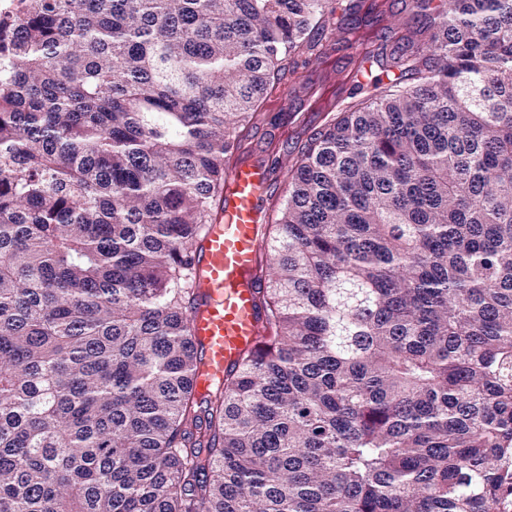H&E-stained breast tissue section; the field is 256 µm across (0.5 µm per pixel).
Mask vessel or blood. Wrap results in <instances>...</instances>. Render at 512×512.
I'll return each mask as SVG.
<instances>
[{
	"instance_id": "1",
	"label": "vessel or blood",
	"mask_w": 512,
	"mask_h": 512,
	"mask_svg": "<svg viewBox=\"0 0 512 512\" xmlns=\"http://www.w3.org/2000/svg\"><path fill=\"white\" fill-rule=\"evenodd\" d=\"M224 177L223 208L195 256L197 303L189 319L201 359L193 379L200 395L223 381L264 322L258 263L261 226L269 220L268 175L261 163L245 158L226 169Z\"/></svg>"
}]
</instances>
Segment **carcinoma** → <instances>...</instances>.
Here are the masks:
<instances>
[{
    "instance_id": "1",
    "label": "carcinoma",
    "mask_w": 512,
    "mask_h": 512,
    "mask_svg": "<svg viewBox=\"0 0 512 512\" xmlns=\"http://www.w3.org/2000/svg\"><path fill=\"white\" fill-rule=\"evenodd\" d=\"M0 16V512H500L512 0H418L288 169L262 336L199 397L193 258L238 124L333 0Z\"/></svg>"
}]
</instances>
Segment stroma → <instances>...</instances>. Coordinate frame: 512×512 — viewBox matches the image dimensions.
<instances>
[{
	"label": "stroma",
	"mask_w": 512,
	"mask_h": 512,
	"mask_svg": "<svg viewBox=\"0 0 512 512\" xmlns=\"http://www.w3.org/2000/svg\"><path fill=\"white\" fill-rule=\"evenodd\" d=\"M336 0L317 48L296 51L282 80L272 82L255 115L239 127L242 154L268 174L269 209L286 195V174L299 147L352 101L357 86L395 79L394 59L408 46L411 0Z\"/></svg>",
	"instance_id": "obj_1"
}]
</instances>
